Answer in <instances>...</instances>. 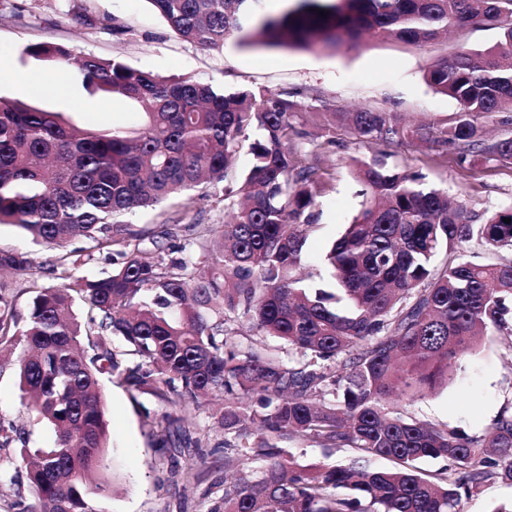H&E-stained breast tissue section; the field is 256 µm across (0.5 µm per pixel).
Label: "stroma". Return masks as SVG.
I'll return each instance as SVG.
<instances>
[{"label":"stroma","instance_id":"1","mask_svg":"<svg viewBox=\"0 0 512 512\" xmlns=\"http://www.w3.org/2000/svg\"><path fill=\"white\" fill-rule=\"evenodd\" d=\"M498 39L496 30L472 28L415 47L387 36H363L359 44L338 51L312 53L299 48H253L237 40L212 50L184 41L157 14L148 0H0V96L17 99L53 112L69 111L81 92L75 67L54 65L27 56V46L51 42L164 77H184L229 91L267 89L296 93L301 106L293 122L302 131L299 150L306 162L330 181L319 198V219L308 233L306 268L321 271L324 255L360 208L364 187L348 167L350 158H370L375 145L362 142L342 118L309 112V92L339 109L371 104L395 111L406 127H442L460 109L454 98L435 92L426 73L459 45L481 49ZM133 107L122 97L101 103L86 101L77 123L84 127L128 121ZM334 123L335 145H325L320 123ZM390 168L421 173L426 187L441 190L449 200L466 204L479 214L512 204V160L461 161L455 146L435 147L413 138L385 147ZM196 203L185 209L173 198L130 219L140 246L151 250L149 237L162 224L206 225L224 219L223 185L194 191ZM0 251L26 255L34 264L33 279L0 277L7 284L19 315H26L34 285H52L53 266L63 255L80 252L75 273L102 276L112 268L118 246L92 248L81 239L51 249L33 241L14 224H0ZM102 393L110 435L104 477L112 490L96 499L99 512H207L224 492V435L215 423L216 402L174 407L199 448L170 455L160 447L149 424L160 419L151 397L133 401L119 382L103 381ZM512 403V339L484 337L467 356L465 371L448 385L407 405L409 416L427 423L483 434L500 410ZM0 420L13 422L34 447L52 446L55 433L28 408L21 397L12 365L0 366ZM180 474L171 477V466Z\"/></svg>","mask_w":512,"mask_h":512}]
</instances>
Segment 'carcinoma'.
<instances>
[{"label": "carcinoma", "instance_id": "carcinoma-1", "mask_svg": "<svg viewBox=\"0 0 512 512\" xmlns=\"http://www.w3.org/2000/svg\"><path fill=\"white\" fill-rule=\"evenodd\" d=\"M183 39L211 49L236 38L255 46L311 51L351 46L364 34L422 45L450 29L490 26L500 41L459 47L427 73L435 90L460 104L446 126L408 130L392 112L364 105L349 113L363 140L389 146L406 137L460 146L475 159H512V134L488 138L473 117L512 124V0H294L283 12L262 0H149ZM327 11V17L318 10ZM25 53L54 64L77 62L90 96L124 97L138 122L84 129L60 112L0 96V224H17L49 248L70 238L103 250L135 234L121 218L204 184L227 180L242 138L255 128L252 166L224 188L230 218L196 233L188 259H165L180 227L161 224L154 255L138 247L95 279L51 269L59 286L41 288L26 317L0 293V343H17L22 392L55 430L52 447L30 452L0 420V447L18 442L35 502L22 512H100L88 499L110 491L108 424L100 376H115L132 399L166 406L224 395L217 418L224 468L260 457L258 474L224 482L208 512H461L462 497L486 483L512 484V411L481 435L406 418L412 403L448 384L490 331L512 336V205L472 222L423 176L388 167L383 154L353 157L367 196L326 254L333 279L317 287L301 275L303 249L329 189L304 162L287 92L225 93L208 83L164 78L116 59L77 56L43 42ZM498 253L489 264L463 259L470 241ZM447 262L440 274L432 263ZM0 270L30 275L20 254L1 252ZM86 304L85 319L73 312ZM278 339L297 359L237 337L236 325ZM121 339L120 356L106 342ZM162 447L189 437L181 419L162 415ZM350 448L346 465L302 464L275 440ZM375 457L391 460L372 469ZM442 459L430 474L417 463Z\"/></svg>", "mask_w": 512, "mask_h": 512}]
</instances>
